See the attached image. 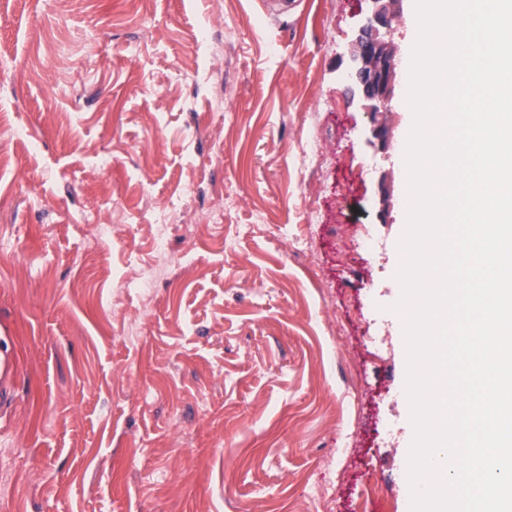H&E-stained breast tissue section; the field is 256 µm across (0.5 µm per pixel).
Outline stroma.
<instances>
[{
    "mask_svg": "<svg viewBox=\"0 0 512 512\" xmlns=\"http://www.w3.org/2000/svg\"><path fill=\"white\" fill-rule=\"evenodd\" d=\"M368 9L0 0V137L30 140L0 168V512H409L408 76L377 149ZM164 217L191 260L145 296Z\"/></svg>",
    "mask_w": 512,
    "mask_h": 512,
    "instance_id": "1",
    "label": "stroma"
}]
</instances>
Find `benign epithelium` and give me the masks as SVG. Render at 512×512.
<instances>
[{"label":"benign epithelium","instance_id":"1","mask_svg":"<svg viewBox=\"0 0 512 512\" xmlns=\"http://www.w3.org/2000/svg\"><path fill=\"white\" fill-rule=\"evenodd\" d=\"M371 9L348 48V77L369 115L371 138L386 150L393 141L392 101L401 63L395 39L402 0H368Z\"/></svg>","mask_w":512,"mask_h":512}]
</instances>
